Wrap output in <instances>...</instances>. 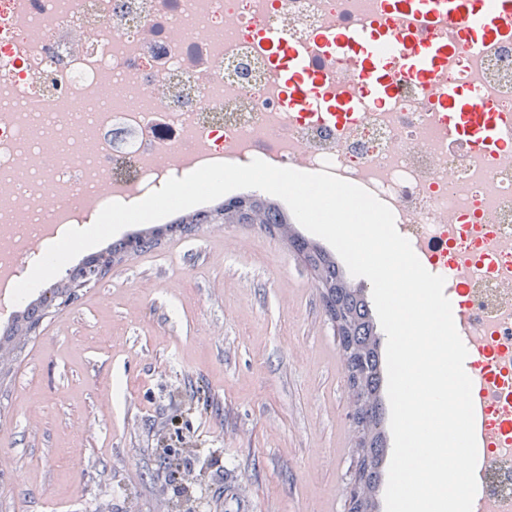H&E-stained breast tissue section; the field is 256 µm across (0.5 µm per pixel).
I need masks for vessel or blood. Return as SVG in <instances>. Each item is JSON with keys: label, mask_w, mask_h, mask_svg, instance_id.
<instances>
[{"label": "vessel or blood", "mask_w": 512, "mask_h": 512, "mask_svg": "<svg viewBox=\"0 0 512 512\" xmlns=\"http://www.w3.org/2000/svg\"><path fill=\"white\" fill-rule=\"evenodd\" d=\"M383 24L328 26L315 41L335 57L354 60V87L323 102L313 89L321 77L310 71L307 56L288 34L269 30L273 88L300 112L353 111L362 103H384L394 92V75L431 87L440 97L449 129L475 147L493 153L512 134V115L499 112L476 85L448 83L442 74L454 45L475 50L512 33V0H389Z\"/></svg>", "instance_id": "1"}]
</instances>
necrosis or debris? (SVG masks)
Listing matches in <instances>:
<instances>
[{
    "mask_svg": "<svg viewBox=\"0 0 512 512\" xmlns=\"http://www.w3.org/2000/svg\"><path fill=\"white\" fill-rule=\"evenodd\" d=\"M381 0H0V233L15 219L55 223L59 197L72 224L109 203H128L176 176L165 159L197 165L272 160L334 174L376 196L405 220L417 255L440 276L465 275L461 312L482 378L479 398L490 478L486 512H512V140L495 155L450 138L431 89L395 77L383 106L365 104L339 123L291 111L275 94L263 34L275 26L324 73L332 98L353 76L344 58L321 56L322 26L381 16ZM125 85L130 104L93 94L103 78ZM512 113V39L478 54L458 51L446 73ZM150 97L144 111L136 98ZM57 144L51 160L33 135Z\"/></svg>",
    "mask_w": 512,
    "mask_h": 512,
    "instance_id": "1",
    "label": "necrosis or debris"
}]
</instances>
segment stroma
Returning a JSON list of instances; mask_svg holds the SVG:
<instances>
[{"instance_id": "35a3bbf8", "label": "stroma", "mask_w": 512, "mask_h": 512, "mask_svg": "<svg viewBox=\"0 0 512 512\" xmlns=\"http://www.w3.org/2000/svg\"><path fill=\"white\" fill-rule=\"evenodd\" d=\"M337 338L301 263L205 224L51 313L0 380V512H346Z\"/></svg>"}]
</instances>
